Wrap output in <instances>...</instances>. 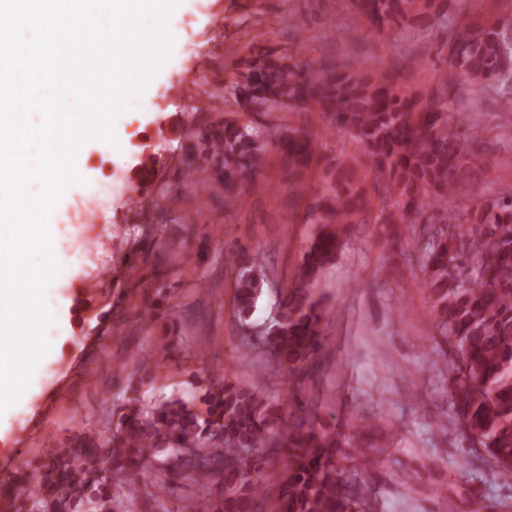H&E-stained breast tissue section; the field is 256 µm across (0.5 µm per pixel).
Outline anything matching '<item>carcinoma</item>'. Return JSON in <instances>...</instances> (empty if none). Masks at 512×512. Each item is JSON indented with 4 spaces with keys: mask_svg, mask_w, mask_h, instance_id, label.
Instances as JSON below:
<instances>
[{
    "mask_svg": "<svg viewBox=\"0 0 512 512\" xmlns=\"http://www.w3.org/2000/svg\"><path fill=\"white\" fill-rule=\"evenodd\" d=\"M353 14L385 33L413 18L427 17L435 0H349ZM454 71L445 87L460 93L428 98L394 84L386 75L322 62L310 70L288 58H258L231 86L246 110L323 112L347 134L360 157L342 154L328 167L325 196L313 210L322 229L312 238L279 319L259 346L293 384L319 371L324 310L314 288L324 266L336 260L353 224H378L397 243L403 224L425 241L422 284L432 301L440 334L453 354L441 362L448 381V418L464 427L499 477L512 478V192L471 204L472 180L483 173L487 138L468 125L458 107L484 96L501 112H512V19L478 31L460 27L448 38ZM288 146V176L295 165L320 155L318 136L280 127ZM194 166L210 168L227 201L257 171L267 142L251 127L234 122L194 135ZM266 270L239 268V322L251 317ZM382 429L364 417L352 433L316 423L302 406L283 420V404L256 387L210 379L199 398L173 395L148 403L132 398L112 435L86 430L26 464L0 501V512H129L116 494L133 497L151 486L153 466L204 489L192 500L195 512H264L268 488H280L273 512H370L369 485L347 477L344 463L368 473L383 463ZM190 448L189 467L178 452ZM281 448L283 468L267 470L265 449Z\"/></svg>",
    "mask_w": 512,
    "mask_h": 512,
    "instance_id": "carcinoma-1",
    "label": "carcinoma"
}]
</instances>
